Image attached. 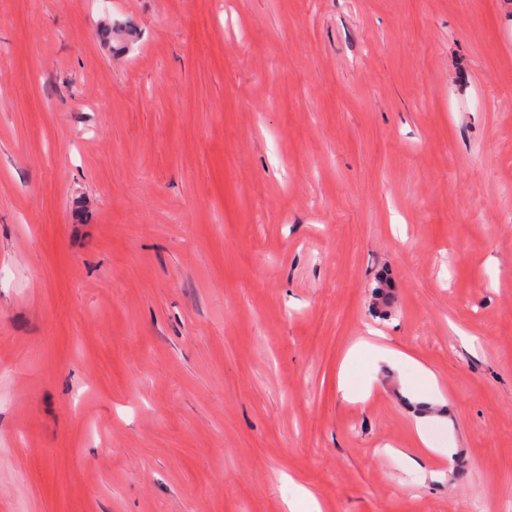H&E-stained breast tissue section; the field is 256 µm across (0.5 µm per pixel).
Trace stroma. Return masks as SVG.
Listing matches in <instances>:
<instances>
[{"label": "stroma", "instance_id": "35a3bbf8", "mask_svg": "<svg viewBox=\"0 0 512 512\" xmlns=\"http://www.w3.org/2000/svg\"><path fill=\"white\" fill-rule=\"evenodd\" d=\"M307 491L512 507V0H0V512Z\"/></svg>", "mask_w": 512, "mask_h": 512}]
</instances>
